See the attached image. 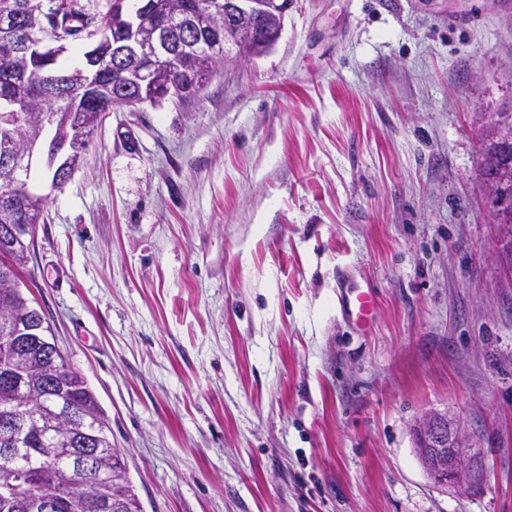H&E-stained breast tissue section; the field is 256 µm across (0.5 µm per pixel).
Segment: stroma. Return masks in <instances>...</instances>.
<instances>
[{"label":"stroma","instance_id":"1","mask_svg":"<svg viewBox=\"0 0 512 512\" xmlns=\"http://www.w3.org/2000/svg\"><path fill=\"white\" fill-rule=\"evenodd\" d=\"M512 0H292L265 56L113 107L26 269L144 512H512V250L481 162ZM371 285L346 323L338 275ZM446 409L486 477L435 483ZM448 429V455L432 461H425V466L434 480L468 491L475 478V458L470 448L477 447V431L457 417L448 416L446 412L430 411L414 424L419 454L423 448L438 446Z\"/></svg>","mask_w":512,"mask_h":512}]
</instances>
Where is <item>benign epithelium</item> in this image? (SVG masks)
Here are the masks:
<instances>
[{"instance_id": "benign-epithelium-1", "label": "benign epithelium", "mask_w": 512, "mask_h": 512, "mask_svg": "<svg viewBox=\"0 0 512 512\" xmlns=\"http://www.w3.org/2000/svg\"><path fill=\"white\" fill-rule=\"evenodd\" d=\"M288 12V3L285 0H218L213 16L220 19L224 25L220 42L212 51L224 58H229L230 46L234 40L232 32H238L243 24L250 25V35L258 48L267 51L274 47L281 37L283 25L269 24L263 28L252 27L254 21L265 18H276L284 21ZM127 29L133 37L120 43L113 44L112 66L122 67L129 59L138 63L136 76L132 78V85L143 93L153 89L152 77L154 69L161 62L174 63L186 52L196 49L192 34L188 31L175 33L174 20L169 17H152L144 9L128 15ZM0 37L9 49V54L18 60L33 56V61L44 71L49 70V59L61 48L66 47L69 37L59 31L48 27L43 28L41 36L32 42L21 35L18 17L14 14L0 15ZM82 39L87 44L86 68L89 75L84 81V100L93 105L112 106V103L123 99L130 91V87L111 85L102 80H94L100 72V44L102 38L94 30L85 33ZM15 112L0 114V172L7 175L6 181L16 175L25 167L42 165L50 173H56L57 178L64 180L80 167L85 148L90 142L87 129H75L73 144L68 141L47 144L43 141L19 143L15 130ZM34 226L30 222L7 225L0 228V239L11 242L13 239H30ZM44 317L35 309L32 317L19 326L14 335L0 339L3 348L11 350L36 349L47 355L55 366L50 384L57 385L58 377L67 370L63 366L58 353L57 345L45 337ZM417 448H431L448 435V455L435 461H425V466L434 480L438 483L448 484L468 491L472 488L475 477V458L470 449L477 447L476 430L465 422L447 413L431 411L414 424ZM80 462L89 474L100 468L99 449L92 447L86 441L79 449ZM20 512H55L57 502L49 494L36 498L21 496L16 503Z\"/></svg>"}]
</instances>
